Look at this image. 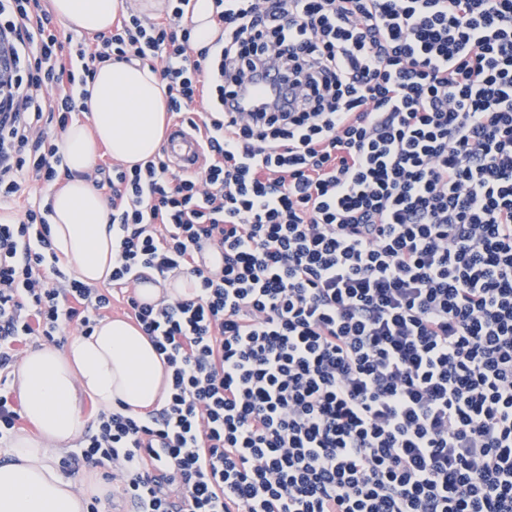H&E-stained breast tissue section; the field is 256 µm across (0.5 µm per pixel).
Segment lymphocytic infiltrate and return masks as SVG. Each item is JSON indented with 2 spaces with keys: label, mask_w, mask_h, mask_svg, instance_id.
Masks as SVG:
<instances>
[{
  "label": "lymphocytic infiltrate",
  "mask_w": 512,
  "mask_h": 512,
  "mask_svg": "<svg viewBox=\"0 0 512 512\" xmlns=\"http://www.w3.org/2000/svg\"><path fill=\"white\" fill-rule=\"evenodd\" d=\"M212 3L206 45L167 0L67 52L48 0H0V200L68 177L110 62L148 64L205 146L193 173L94 167L107 287L58 268L40 204L0 221V447L30 343L92 335L118 294L169 392L99 411L63 471L100 469L130 512H512V0ZM271 66L287 105L228 111ZM176 272L192 295L138 297Z\"/></svg>",
  "instance_id": "1"
}]
</instances>
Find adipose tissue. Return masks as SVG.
Masks as SVG:
<instances>
[{
    "mask_svg": "<svg viewBox=\"0 0 512 512\" xmlns=\"http://www.w3.org/2000/svg\"><path fill=\"white\" fill-rule=\"evenodd\" d=\"M118 0H52L68 27L89 33L107 30ZM87 122H73L60 148L70 172L52 195L50 232L62 263L90 285L107 283L112 272V231L100 194L85 174L95 161L96 143L126 166L151 159L164 137V91L148 65L115 63L88 82ZM14 385L37 435L21 434L0 464V512H86L87 496L55 466L56 456L74 447L86 422L80 394L101 408L124 406L142 415L160 408L167 372L150 339L130 322L107 319L92 336H76L64 349L43 345L14 371Z\"/></svg>",
    "mask_w": 512,
    "mask_h": 512,
    "instance_id": "ef3b65f1",
    "label": "adipose tissue"
}]
</instances>
